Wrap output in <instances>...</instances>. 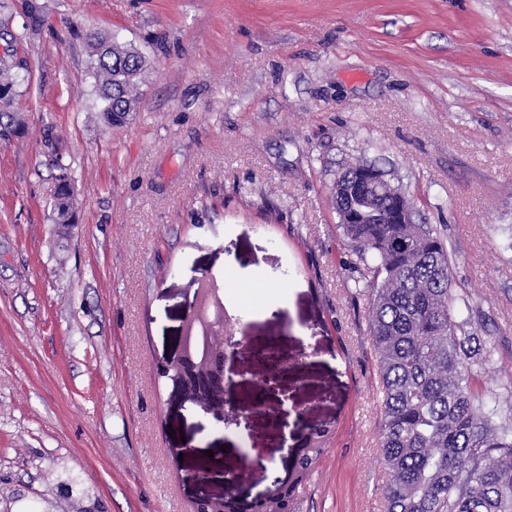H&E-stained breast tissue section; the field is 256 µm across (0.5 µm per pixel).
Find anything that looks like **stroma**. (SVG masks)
I'll list each match as a JSON object with an SVG mask.
<instances>
[{"mask_svg": "<svg viewBox=\"0 0 512 512\" xmlns=\"http://www.w3.org/2000/svg\"><path fill=\"white\" fill-rule=\"evenodd\" d=\"M94 34L151 59L122 127L94 110ZM0 67L20 124L0 137V512H189L226 473L252 497L256 457L290 466L306 424L331 435L294 512H383L368 296L329 199L357 162L446 241L454 318L499 363L478 387L512 417V0H0ZM228 270L280 291L269 311L224 296L248 418L219 430L161 364L198 278ZM271 340L288 376L256 414ZM54 166L59 172L56 176L57 183L54 191L55 223L69 224V214L72 207L69 165L63 162L62 157L56 156Z\"/></svg>", "mask_w": 512, "mask_h": 512, "instance_id": "35a3bbf8", "label": "stroma"}]
</instances>
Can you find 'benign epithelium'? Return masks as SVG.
Wrapping results in <instances>:
<instances>
[{"label": "benign epithelium", "mask_w": 512, "mask_h": 512, "mask_svg": "<svg viewBox=\"0 0 512 512\" xmlns=\"http://www.w3.org/2000/svg\"><path fill=\"white\" fill-rule=\"evenodd\" d=\"M387 182L385 172L374 164L365 163L357 170L354 189H371ZM397 197L394 207L396 224L413 223V210L406 203L404 193L395 189ZM377 217L373 199L349 198V203L340 211L343 224H371ZM246 326L241 319L229 312L224 296L216 280L209 274L198 279L192 299L187 301L186 320L180 333L178 352L163 365V374L172 383L174 395L189 402L205 414L213 415L216 423L230 425L238 422L240 408L224 397V388L230 379L224 372V358L243 345L242 336ZM288 375V355L277 354L271 369L258 375L255 385L263 387L267 378ZM329 430L310 426L301 438V444L294 449L293 468L279 473L270 469L262 460L256 466L272 474L273 489L254 498H243L236 493L237 483L243 479L238 475L223 474L224 492L219 496L203 495L191 506V512H288L286 488L294 487L292 478L301 473L300 462L309 455L314 456L320 449L318 443L325 440Z\"/></svg>", "instance_id": "7a95c632"}]
</instances>
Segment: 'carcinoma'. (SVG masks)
Listing matches in <instances>:
<instances>
[{"mask_svg":"<svg viewBox=\"0 0 512 512\" xmlns=\"http://www.w3.org/2000/svg\"><path fill=\"white\" fill-rule=\"evenodd\" d=\"M145 52L97 37L86 76L111 125L140 100ZM16 78L0 68V102ZM55 223H69V165L57 156ZM370 297L369 333L382 390L385 512H512V424L473 387L470 360L493 351L455 321L452 258L426 224H342Z\"/></svg>","mask_w":512,"mask_h":512,"instance_id":"carcinoma-1","label":"carcinoma"}]
</instances>
